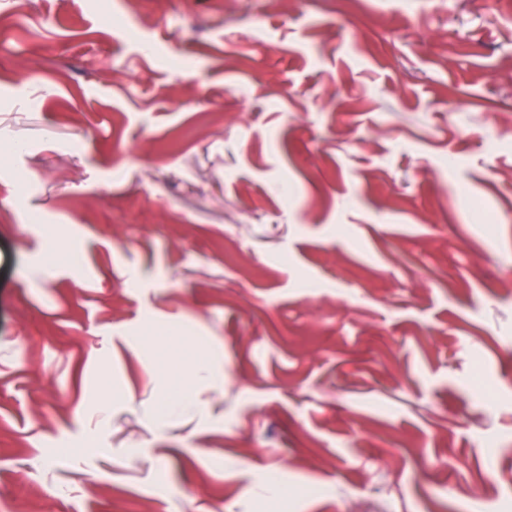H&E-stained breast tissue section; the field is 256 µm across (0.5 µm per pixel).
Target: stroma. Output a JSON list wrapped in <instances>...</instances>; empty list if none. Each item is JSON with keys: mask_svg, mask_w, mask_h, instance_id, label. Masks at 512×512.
<instances>
[{"mask_svg": "<svg viewBox=\"0 0 512 512\" xmlns=\"http://www.w3.org/2000/svg\"><path fill=\"white\" fill-rule=\"evenodd\" d=\"M509 121L512 0H0V512H512Z\"/></svg>", "mask_w": 512, "mask_h": 512, "instance_id": "1", "label": "stroma"}]
</instances>
